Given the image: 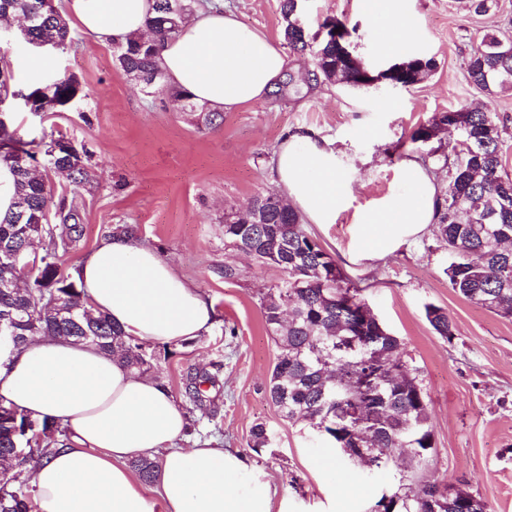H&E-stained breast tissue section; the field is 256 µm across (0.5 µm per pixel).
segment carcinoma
I'll return each instance as SVG.
<instances>
[{
	"instance_id": "obj_1",
	"label": "carcinoma",
	"mask_w": 512,
	"mask_h": 512,
	"mask_svg": "<svg viewBox=\"0 0 512 512\" xmlns=\"http://www.w3.org/2000/svg\"><path fill=\"white\" fill-rule=\"evenodd\" d=\"M195 0H153L152 16L146 28L154 35L148 43L135 35L118 45L116 63L124 75L147 94L163 92L168 83L159 64V47L175 38ZM40 0H0V11L18 17L36 13ZM286 21L285 38L299 52L313 50L314 77L327 81L355 80L353 62L341 55L336 43L323 38L316 44L297 35L298 3L281 0ZM28 37L50 43L64 51L72 44L69 22L61 12L45 14L30 23ZM408 84L418 82L434 60L410 59ZM466 72L477 88L492 94L512 89V41L487 36L470 55ZM74 77H63L49 91L64 102L72 93ZM453 129L458 139L452 146L457 159L448 170V185L436 201V224L440 237L452 248L444 273L453 291L503 316L512 315V179L502 174L503 140L494 113L483 109L439 112L419 125L411 142L431 145L428 155L448 158L441 134ZM0 141L12 143L13 152L0 153V164L13 174L14 201L10 213L0 220V279L8 269V254L29 240L48 241L50 262L34 276V284L22 290L0 288V314L14 312L24 319L20 345L38 336H62L74 340L89 334L98 337L96 346L112 354L127 367L144 373L153 356L144 344L128 337L103 313L86 315L82 291L72 277L64 274L58 252H68L83 236L74 210L55 203L51 187L20 164L15 153L35 155L32 143L14 137L0 125ZM46 163L79 186L87 180L86 165L72 170L71 154L79 150L64 135L42 143ZM280 195L269 192L254 199L265 212V223H250L248 213L224 214V239L230 247L253 254L263 265L278 268L282 283L262 293L261 309L268 331L279 347L267 391L284 417L301 422L319 438L331 441L339 450L362 448L354 461L374 471L395 466L396 483L388 496L380 497L370 512H487L485 503L461 486L434 481L446 494L432 505L415 489L420 472L436 456L434 434L429 423L428 402L417 369L402 358V343L390 335L376 318L367 323L364 343L354 354L347 351V338L355 333L358 316L353 306L369 309L362 288L351 283L320 243L307 233L300 215L279 206ZM40 211H63L58 224H19L20 203ZM55 290L60 308L55 313L36 310L42 289ZM426 318L443 341L452 342L455 327L448 312L428 305ZM188 374L186 402L202 403V386H214L218 371ZM38 435V442L20 458L14 442L25 435ZM70 441L68 429L60 423L39 422L24 413L17 420L0 423V467L22 473L47 458L55 448ZM271 445L266 425L251 427L249 447ZM131 467L145 483L158 476L160 463L141 458ZM33 504L14 482H0V512H32Z\"/></svg>"
}]
</instances>
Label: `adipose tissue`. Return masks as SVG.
<instances>
[{
	"instance_id": "adipose-tissue-1",
	"label": "adipose tissue",
	"mask_w": 512,
	"mask_h": 512,
	"mask_svg": "<svg viewBox=\"0 0 512 512\" xmlns=\"http://www.w3.org/2000/svg\"><path fill=\"white\" fill-rule=\"evenodd\" d=\"M150 6L151 0H67L79 27L117 44L145 32ZM364 15L376 24L383 56H408L414 24L405 0H364ZM159 61L172 87L215 112L264 100L286 67L276 42L209 2L161 46ZM343 157L305 131L279 145L277 182L303 223L332 224L350 208L352 178ZM399 178V192L353 210L366 257L394 251L435 219L434 176L410 159ZM79 281L87 309L107 314L133 338L177 344L216 323L212 303L196 287L155 250L123 235L82 258ZM0 399L70 432L68 445L31 472L36 512H272L271 485L250 474L246 457L208 444L183 447L187 420L169 389L95 345L46 337L0 349ZM156 456L161 468L150 496L129 464Z\"/></svg>"
}]
</instances>
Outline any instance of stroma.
<instances>
[{
    "mask_svg": "<svg viewBox=\"0 0 512 512\" xmlns=\"http://www.w3.org/2000/svg\"><path fill=\"white\" fill-rule=\"evenodd\" d=\"M246 25L284 42L280 0H222ZM474 13L466 0H406L416 39L414 54L435 68L403 87L313 80L311 53L287 52L284 79L263 102L223 113L205 124L168 95L148 96L115 63L116 45L73 28L74 42L52 52L49 70L34 73L31 50L11 47L14 89L32 81L75 77L83 94L70 111L36 115L11 102L8 125L17 138L42 142L60 131L89 155L82 188L54 178L56 199L76 208L84 235L62 254L65 274L115 227H135L136 243L151 247L212 301L213 329L177 345L147 343L152 377L184 405L188 371L221 365L219 383L195 408L193 440L243 454L262 471L288 512H370L390 474L335 460L330 448L303 424L284 418L266 386L278 348L267 330L260 294L282 282L276 268L224 245V213H237L257 196L277 190L275 152L291 132L312 130L334 142L356 169L350 209L336 222L307 225L342 272L363 288L376 318L403 344L428 396L437 456L425 479L465 486L489 512H512V316L467 301L448 286V247L435 226L381 259L358 257L354 209L397 192L404 160L422 157L409 141L413 127L448 110L488 108L502 129L503 166L512 177V90L487 94L472 85L466 61L484 37L512 39V0H489ZM299 19L316 35L325 19L342 20L354 57L371 74L387 69L376 28L360 0H299ZM237 276L224 277L225 264ZM445 309L453 342L437 336L426 305ZM265 424L271 447L248 445L253 424Z\"/></svg>",
    "mask_w": 512,
    "mask_h": 512,
    "instance_id": "1",
    "label": "stroma"
}]
</instances>
